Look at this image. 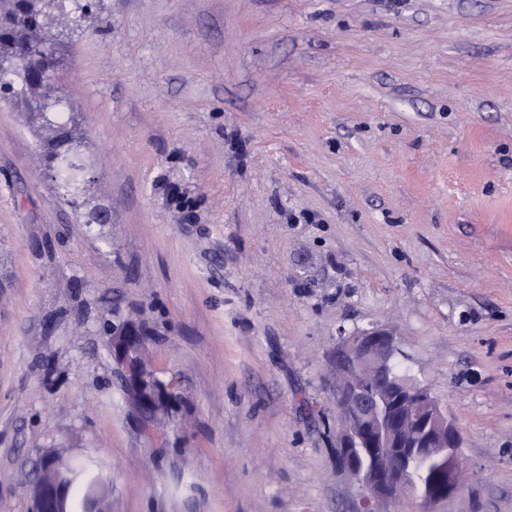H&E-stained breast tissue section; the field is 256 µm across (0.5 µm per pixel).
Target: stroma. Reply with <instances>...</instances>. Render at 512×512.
<instances>
[{"label": "stroma", "instance_id": "stroma-1", "mask_svg": "<svg viewBox=\"0 0 512 512\" xmlns=\"http://www.w3.org/2000/svg\"><path fill=\"white\" fill-rule=\"evenodd\" d=\"M49 93L91 162L0 101V512L48 449L109 512H366L328 354L391 326L466 475L512 512V0H100ZM173 397L131 411L105 321Z\"/></svg>", "mask_w": 512, "mask_h": 512}]
</instances>
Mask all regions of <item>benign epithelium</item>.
<instances>
[{"label":"benign epithelium","instance_id":"7a95c632","mask_svg":"<svg viewBox=\"0 0 512 512\" xmlns=\"http://www.w3.org/2000/svg\"><path fill=\"white\" fill-rule=\"evenodd\" d=\"M32 82L43 84L58 69L55 54L43 50ZM112 359L122 370L132 407L147 419L165 408L166 397L143 359L144 325L126 320L108 327ZM400 354L394 330L385 325L339 337L330 357V388L336 405L334 448L340 467L363 490L371 512L404 498L419 501L421 512L460 487L463 437L430 389L391 368ZM428 453L437 465L435 487L418 491L409 474L412 459ZM75 470L57 451H45L28 490L34 512H73ZM85 512H107L92 483L84 489Z\"/></svg>","mask_w":512,"mask_h":512}]
</instances>
